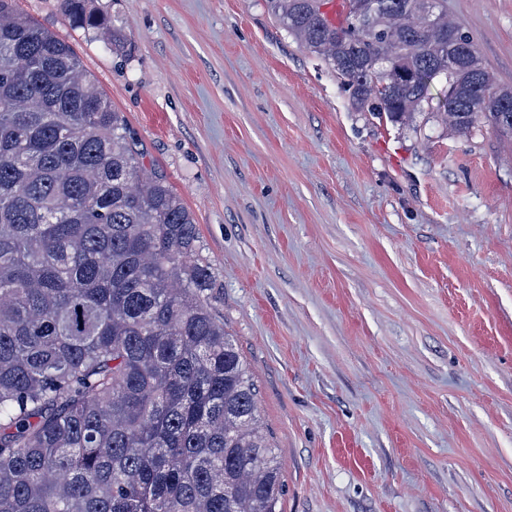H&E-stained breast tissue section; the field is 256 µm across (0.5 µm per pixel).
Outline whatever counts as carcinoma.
I'll return each instance as SVG.
<instances>
[{"mask_svg": "<svg viewBox=\"0 0 512 512\" xmlns=\"http://www.w3.org/2000/svg\"><path fill=\"white\" fill-rule=\"evenodd\" d=\"M365 112L418 130L445 78L451 135L512 136L448 0H264ZM69 25L124 52L86 0ZM509 112H474L478 93ZM71 43L0 0V512H277L281 462L257 389L213 314L199 230Z\"/></svg>", "mask_w": 512, "mask_h": 512, "instance_id": "obj_1", "label": "carcinoma"}]
</instances>
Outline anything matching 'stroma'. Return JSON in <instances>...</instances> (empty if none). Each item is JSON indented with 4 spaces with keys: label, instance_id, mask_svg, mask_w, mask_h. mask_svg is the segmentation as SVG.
I'll use <instances>...</instances> for the list:
<instances>
[{
    "label": "stroma",
    "instance_id": "1",
    "mask_svg": "<svg viewBox=\"0 0 512 512\" xmlns=\"http://www.w3.org/2000/svg\"><path fill=\"white\" fill-rule=\"evenodd\" d=\"M67 37L191 211L280 512H512V138L358 111L264 0H97ZM512 84V0H448ZM86 0H59L60 12L71 27L96 30L104 42L112 44V53H123L128 37L118 30L103 11H87Z\"/></svg>",
    "mask_w": 512,
    "mask_h": 512
}]
</instances>
